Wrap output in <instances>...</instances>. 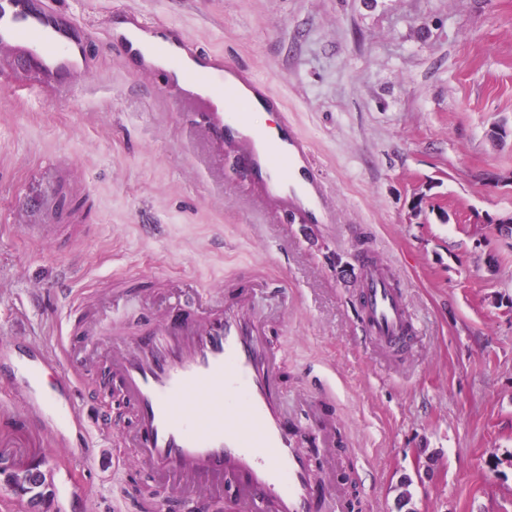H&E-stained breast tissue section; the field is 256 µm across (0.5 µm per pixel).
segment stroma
Wrapping results in <instances>:
<instances>
[{"label": "stroma", "instance_id": "1", "mask_svg": "<svg viewBox=\"0 0 512 512\" xmlns=\"http://www.w3.org/2000/svg\"><path fill=\"white\" fill-rule=\"evenodd\" d=\"M135 10L269 83L336 200L305 224L256 195L204 119L128 73L91 31L92 82L68 99L0 83V340L52 345L69 298L135 336L170 301L157 279L252 288L291 419L333 407L335 468L358 512H512V0H54ZM30 224L76 225L52 245ZM377 257L416 326L384 354L362 337L357 272ZM124 286L114 290L113 278ZM79 475L0 382V463L41 462L47 512H113L141 470L109 437Z\"/></svg>", "mask_w": 512, "mask_h": 512}]
</instances>
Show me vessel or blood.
Returning a JSON list of instances; mask_svg holds the SVG:
<instances>
[{
  "label": "vessel or blood",
  "instance_id": "obj_1",
  "mask_svg": "<svg viewBox=\"0 0 512 512\" xmlns=\"http://www.w3.org/2000/svg\"><path fill=\"white\" fill-rule=\"evenodd\" d=\"M124 20L129 31L110 33L108 43L119 48L126 69L154 76L183 107L203 113L216 146L228 139L244 144L267 202L306 223L328 221L334 205L307 143L288 123L273 138L250 124L260 98L269 94L264 82L141 14L126 13ZM91 27L47 0H0V53L20 64L28 87L36 90L58 88L63 72L73 85L90 80ZM138 31L166 41V65H156L138 44ZM359 277L368 339L384 352L403 349L413 326L399 290L379 263L365 264ZM81 309V303L70 305L53 346L14 337L0 342V364L19 376L20 403L60 433L59 447L67 445L63 433L81 436L80 450L60 460L74 474L95 459L91 429L112 432L111 414L88 418L78 402L96 362L80 355L71 339L77 334L87 344L98 340L88 324L78 323ZM60 367L64 377L44 388L45 370ZM107 369L134 412L132 427L117 435L116 444L134 449L135 456L114 457L113 473L144 466L178 480L186 489L182 512H265L270 505L276 512H317L327 491L310 472L307 450L282 410L279 357L267 345L266 325L246 304L226 299L219 288L189 311L172 293L168 320L114 350ZM217 482L232 489L229 500L213 493Z\"/></svg>",
  "mask_w": 512,
  "mask_h": 512
}]
</instances>
